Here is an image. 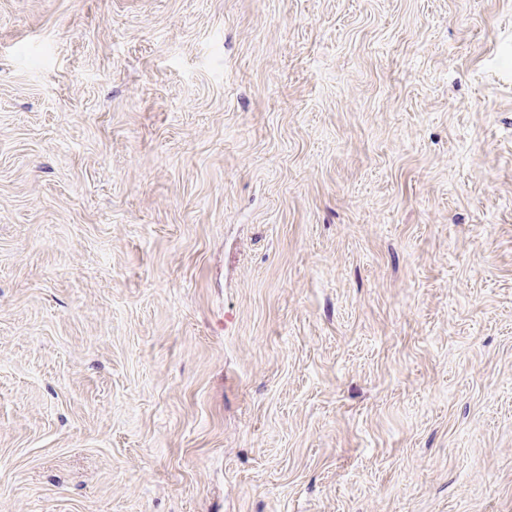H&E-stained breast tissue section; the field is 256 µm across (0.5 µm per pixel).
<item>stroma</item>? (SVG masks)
I'll return each instance as SVG.
<instances>
[{"label": "stroma", "mask_w": 512, "mask_h": 512, "mask_svg": "<svg viewBox=\"0 0 512 512\" xmlns=\"http://www.w3.org/2000/svg\"><path fill=\"white\" fill-rule=\"evenodd\" d=\"M0 512H512V0H0Z\"/></svg>", "instance_id": "35a3bbf8"}]
</instances>
